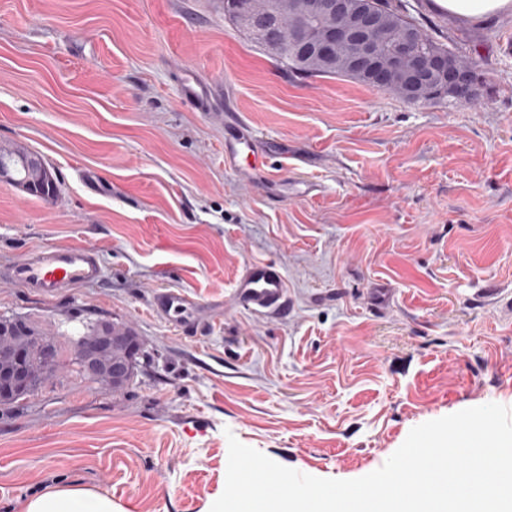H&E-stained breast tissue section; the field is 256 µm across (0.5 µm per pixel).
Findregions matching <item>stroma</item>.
Segmentation results:
<instances>
[{
  "mask_svg": "<svg viewBox=\"0 0 512 512\" xmlns=\"http://www.w3.org/2000/svg\"><path fill=\"white\" fill-rule=\"evenodd\" d=\"M440 29L480 61L475 102L293 73L224 0H0V145L41 155L61 188L0 178V268L53 245L100 266L49 300L0 281V316L123 322L146 355L123 391L64 372L0 416V512L63 487L112 512H210L229 437L351 480L415 426L512 408V14ZM186 71L213 111L185 106ZM227 109L270 143L253 181L224 158ZM268 260L287 313L232 306L243 268ZM160 288L209 323L156 317Z\"/></svg>",
  "mask_w": 512,
  "mask_h": 512,
  "instance_id": "obj_1",
  "label": "stroma"
}]
</instances>
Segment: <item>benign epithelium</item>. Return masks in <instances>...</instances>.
Listing matches in <instances>:
<instances>
[{
	"label": "benign epithelium",
	"instance_id": "obj_1",
	"mask_svg": "<svg viewBox=\"0 0 512 512\" xmlns=\"http://www.w3.org/2000/svg\"><path fill=\"white\" fill-rule=\"evenodd\" d=\"M235 5L250 26L268 9L265 0H237ZM278 8L303 20L288 28V42L308 46V56L315 60L333 62L382 84H395L407 97L449 95L462 104L480 93L479 82L470 70L448 54L423 52L414 30L394 36L391 51L381 52L379 41L391 32L386 18L372 11L367 0H280ZM16 324V320L0 317L1 400L32 394L28 363L35 361L50 368L58 358L55 337L45 333L16 336ZM135 351L128 328L110 320L100 322L74 346L85 372L114 391L132 381Z\"/></svg>",
	"mask_w": 512,
	"mask_h": 512
}]
</instances>
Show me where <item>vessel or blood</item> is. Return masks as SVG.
Listing matches in <instances>:
<instances>
[{"label":"vessel or blood","instance_id":"b4317fda","mask_svg":"<svg viewBox=\"0 0 512 512\" xmlns=\"http://www.w3.org/2000/svg\"><path fill=\"white\" fill-rule=\"evenodd\" d=\"M182 99L195 111L210 107L212 93L195 75L180 76ZM266 148L240 118L227 115L224 121V157L229 163L246 161L255 167ZM96 252L88 247L52 246L29 252L24 258L0 269V279L26 288L35 296L50 299L64 288L99 279ZM233 303L255 313H283L288 309V284L282 267L272 261L253 262L240 274L232 295ZM154 313L179 329L207 322V309L182 291L165 288L155 292Z\"/></svg>","mask_w":512,"mask_h":512}]
</instances>
